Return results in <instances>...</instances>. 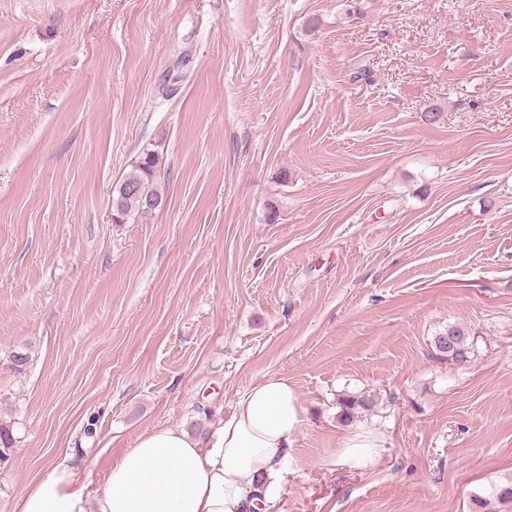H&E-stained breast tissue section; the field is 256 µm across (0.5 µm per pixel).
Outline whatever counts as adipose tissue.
<instances>
[{"mask_svg": "<svg viewBox=\"0 0 512 512\" xmlns=\"http://www.w3.org/2000/svg\"><path fill=\"white\" fill-rule=\"evenodd\" d=\"M304 415L287 379L263 378L208 436L179 427L139 436L96 496L78 484L74 456L51 460L14 512H266L283 493Z\"/></svg>", "mask_w": 512, "mask_h": 512, "instance_id": "obj_1", "label": "adipose tissue"}]
</instances>
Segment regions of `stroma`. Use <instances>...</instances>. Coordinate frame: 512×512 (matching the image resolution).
<instances>
[{
	"label": "stroma",
	"mask_w": 512,
	"mask_h": 512,
	"mask_svg": "<svg viewBox=\"0 0 512 512\" xmlns=\"http://www.w3.org/2000/svg\"><path fill=\"white\" fill-rule=\"evenodd\" d=\"M358 3L0 0V512L267 376L305 409L271 512H512V0ZM161 169L159 160L155 154L147 153L139 162L136 169L129 174L118 187L115 188V195L112 198V206L117 223L122 224L125 220L136 217H147L152 215L162 206L163 195L158 189ZM129 186L136 190L123 192V188ZM154 198L158 201L155 208H147L145 198ZM448 336H455L454 346L448 348ZM434 348L440 359L458 366L471 363L475 354V344L471 333L462 324L449 325L447 329L438 332L433 338ZM339 405L341 408L340 419L343 422H349L354 417V413L358 409L370 410L375 405V401L371 398V395L365 396H351L345 395L339 399Z\"/></svg>",
	"instance_id": "obj_1"
}]
</instances>
